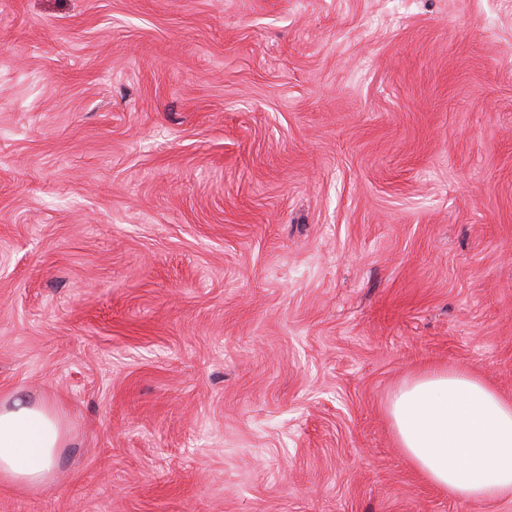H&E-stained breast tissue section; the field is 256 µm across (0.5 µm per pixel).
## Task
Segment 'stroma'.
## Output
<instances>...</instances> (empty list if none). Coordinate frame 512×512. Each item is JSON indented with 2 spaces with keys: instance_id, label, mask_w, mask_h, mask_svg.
Instances as JSON below:
<instances>
[{
  "instance_id": "35a3bbf8",
  "label": "stroma",
  "mask_w": 512,
  "mask_h": 512,
  "mask_svg": "<svg viewBox=\"0 0 512 512\" xmlns=\"http://www.w3.org/2000/svg\"><path fill=\"white\" fill-rule=\"evenodd\" d=\"M512 399V0H0V512H512L393 391ZM66 446L63 416L53 402L25 395L0 400V480L20 489L46 485Z\"/></svg>"
}]
</instances>
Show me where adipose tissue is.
I'll use <instances>...</instances> for the list:
<instances>
[{
  "instance_id": "obj_1",
  "label": "adipose tissue",
  "mask_w": 512,
  "mask_h": 512,
  "mask_svg": "<svg viewBox=\"0 0 512 512\" xmlns=\"http://www.w3.org/2000/svg\"><path fill=\"white\" fill-rule=\"evenodd\" d=\"M388 413L400 448L434 486L465 501L512 496V400L481 379L466 371L417 376L397 389ZM66 445L53 402H0V480L46 485Z\"/></svg>"
}]
</instances>
